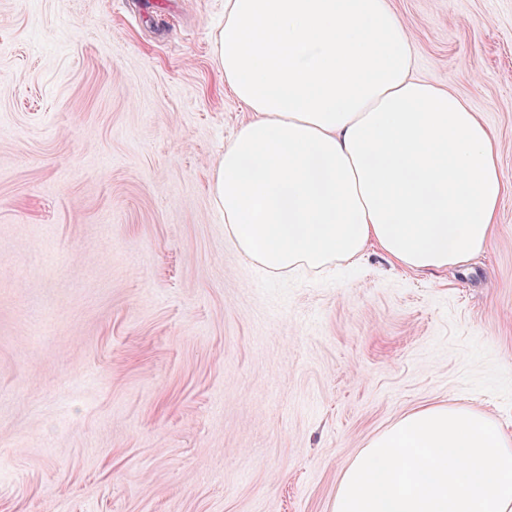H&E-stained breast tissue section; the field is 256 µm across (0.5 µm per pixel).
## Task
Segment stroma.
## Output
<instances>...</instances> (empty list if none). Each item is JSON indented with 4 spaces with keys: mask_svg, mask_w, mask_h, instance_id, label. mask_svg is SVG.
Instances as JSON below:
<instances>
[{
    "mask_svg": "<svg viewBox=\"0 0 512 512\" xmlns=\"http://www.w3.org/2000/svg\"><path fill=\"white\" fill-rule=\"evenodd\" d=\"M512 183V0H390ZM224 0H0V512H333L413 409L512 433V192L466 264L268 273L209 174Z\"/></svg>",
    "mask_w": 512,
    "mask_h": 512,
    "instance_id": "1",
    "label": "stroma"
}]
</instances>
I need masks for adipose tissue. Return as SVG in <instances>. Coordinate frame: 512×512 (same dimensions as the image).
Here are the masks:
<instances>
[{
  "mask_svg": "<svg viewBox=\"0 0 512 512\" xmlns=\"http://www.w3.org/2000/svg\"><path fill=\"white\" fill-rule=\"evenodd\" d=\"M215 52L251 113L210 172L246 258L290 273L373 245L421 272L487 247L507 192L495 133L414 75L389 0H225Z\"/></svg>",
  "mask_w": 512,
  "mask_h": 512,
  "instance_id": "ef3b65f1",
  "label": "adipose tissue"
}]
</instances>
